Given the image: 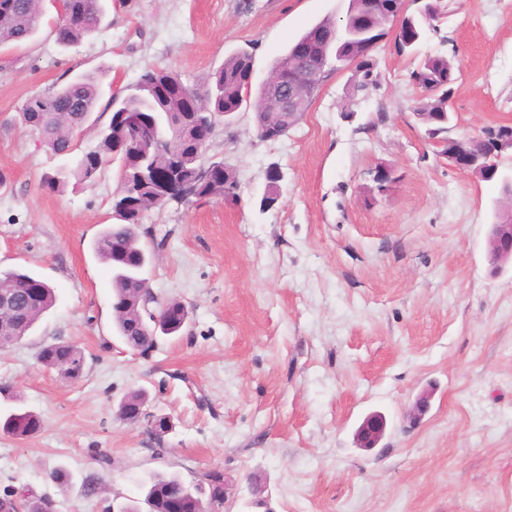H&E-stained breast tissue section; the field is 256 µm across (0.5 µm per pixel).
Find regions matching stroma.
<instances>
[{
    "mask_svg": "<svg viewBox=\"0 0 512 512\" xmlns=\"http://www.w3.org/2000/svg\"><path fill=\"white\" fill-rule=\"evenodd\" d=\"M348 5L107 0L103 30L64 48L49 2L36 39L0 51V271L27 270L56 295L28 336L0 349V385L17 397L0 409L41 420L28 437L0 431V499L112 512L143 504L150 475L193 484L217 468L224 512H248L255 482L275 512H512V270L492 273L487 255L502 202L495 183L452 167L426 138L409 79L426 56L453 57L449 137L512 126V0H441L411 53L397 50L391 22L375 86L359 92L351 71L331 73L279 140L257 138L249 109L217 123L210 154L235 170L239 199L146 213L150 286L189 319L145 353L116 337L112 272L91 249L112 222L114 167L48 192L41 178L63 160L17 121L30 98L84 72L124 87L169 68L193 85L244 49L262 83L295 38ZM381 163L397 177L384 194L371 176ZM272 165L279 199L264 210ZM59 340L83 350L80 380L38 363ZM138 389L167 433L116 418ZM373 412L387 426L366 450L355 432ZM59 468L71 476L63 487L48 478Z\"/></svg>",
    "mask_w": 512,
    "mask_h": 512,
    "instance_id": "obj_1",
    "label": "stroma"
}]
</instances>
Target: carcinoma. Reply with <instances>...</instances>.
Here are the masks:
<instances>
[{"label":"carcinoma","instance_id":"obj_1","mask_svg":"<svg viewBox=\"0 0 512 512\" xmlns=\"http://www.w3.org/2000/svg\"><path fill=\"white\" fill-rule=\"evenodd\" d=\"M70 20H61L55 28L57 43L69 47L86 36L98 32L106 13L104 0H65ZM425 14L401 15L396 42L404 48L416 47L428 18ZM44 11L40 0H0V48L34 40L41 26ZM392 22L386 14L372 8L369 0H349L345 17H327L295 39L287 51L277 58L273 69L284 70L300 47L309 50L310 57L325 63L332 59L342 69L354 65L358 88L376 83V62L368 55L367 45L383 39ZM254 65L253 56L240 50L224 60V65L201 84L185 83L180 74L170 69L145 70L132 89L120 91V97L105 96L103 83L93 73H81L51 92L30 99L22 112L24 127L40 132L47 147L56 155H72L76 151L74 132L91 120L100 99L107 98L105 111L111 113L108 125L99 133L97 146L82 153L64 174L44 175L41 186L51 192L63 191L70 180L86 181L112 163L119 165L118 188L138 202L134 210L124 207L122 197L113 198L115 223L107 226L94 240L92 249L103 263L112 269L114 321L118 336L132 347H152L157 333L176 335L188 319V311L177 300L157 303L159 320L145 319L146 312L139 289L144 287L145 268L151 263V253L140 245V224L144 213L162 209L166 201L160 197V181L168 180L195 189L188 203L210 198L216 188L229 182L238 186L233 169L222 161L207 156L210 143L202 142L198 132L203 123L212 126L226 112H236L241 105L245 85ZM456 62L436 54L425 58L410 74V79L424 92L417 107L430 139L447 140L448 125L454 118L448 105L451 86L456 80ZM190 93L205 95L206 115L184 110L183 98ZM258 137L280 120L274 101L259 90L253 105ZM122 112H141L151 133L166 137L170 150L147 153L140 148H124L113 135L115 123ZM8 304L0 311V336L28 335L38 320L55 303L53 289L36 276L20 271L0 272V297ZM41 365L56 369L71 379L84 372V353L76 345L58 341L41 347ZM146 392L136 390L118 405L117 413L142 407ZM0 427L19 437H27L41 428L40 419L30 412H8L0 418ZM202 494V486H190L175 475L156 474L150 480L145 503L148 512H165L168 499L184 495L193 500Z\"/></svg>","mask_w":512,"mask_h":512}]
</instances>
